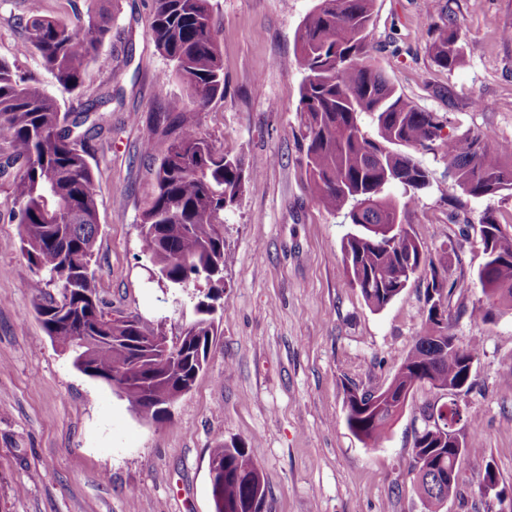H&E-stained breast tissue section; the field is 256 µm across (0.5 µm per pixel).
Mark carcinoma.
<instances>
[{"label": "carcinoma", "mask_w": 512, "mask_h": 512, "mask_svg": "<svg viewBox=\"0 0 512 512\" xmlns=\"http://www.w3.org/2000/svg\"><path fill=\"white\" fill-rule=\"evenodd\" d=\"M374 0H317L299 25L296 52L304 72L297 107L305 142L309 185L318 202L343 216L353 231L342 252L351 284L379 311L409 282L428 280L426 329L418 336L385 387L350 388L346 424L367 448L383 440L395 418L371 404L375 393L389 396L421 384L437 389H470L473 348L448 333L446 307L452 289L425 253L411 225L390 243L375 227L402 224L416 194L430 185L428 171L413 152L431 151L446 161L451 186L464 195L512 202V146L487 131L442 137L443 117L417 107L372 62L369 36ZM27 39L43 66L68 91L85 95L84 77L112 30L104 0H89L86 17L66 22L47 13L45 0H27ZM150 28L171 74L184 82L190 102L175 118L177 134L157 167L153 190L142 212V252L164 288H191L197 318L182 332L183 344L168 345L169 376L157 382L135 374L136 362L151 370L167 342L165 320L147 327L132 315L103 326L91 262L99 229L97 175L89 141L112 131L97 106L112 101V78L90 93L91 100L63 112L56 99L17 74L0 59V179L11 183L8 216L20 224L22 251L41 295L58 288L59 299L36 306L46 335L57 344L73 336H97L85 350H72L74 365L112 383L133 375L127 400L148 395L166 399L180 384H194L207 362L215 336L213 314L224 295V268L232 255L224 248V212L246 185L257 180L240 159L214 149L202 135L199 114L224 96V64L216 39L212 0H152ZM427 48L434 64L451 71L464 60L456 25L442 16L427 23ZM499 210L486 208L479 220L484 261L477 281L486 305L473 308L485 318L501 306L512 310V237L503 235ZM431 412L415 438L416 490L427 512H438L456 486L461 455L480 451L478 436L463 450L448 447L449 432ZM210 458L224 462L221 485H210L214 512L241 508L252 493L255 462L245 442L224 444Z\"/></svg>", "instance_id": "1"}]
</instances>
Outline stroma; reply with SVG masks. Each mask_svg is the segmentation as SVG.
<instances>
[{
    "label": "stroma",
    "instance_id": "stroma-1",
    "mask_svg": "<svg viewBox=\"0 0 512 512\" xmlns=\"http://www.w3.org/2000/svg\"><path fill=\"white\" fill-rule=\"evenodd\" d=\"M224 58V94L200 115L220 151L260 167L224 222L233 260L224 271L220 325L207 364L168 419H142L111 385L77 370L39 322L33 273L20 226L6 217L11 186L0 181V512H213L212 448L244 441L266 481L263 512H427L414 491L413 448L426 406L457 401L460 438L479 434L483 451L458 465L441 512H512V310L488 320L471 310L483 295L476 224L491 198L462 197L449 219L445 162L418 151L431 186L405 220L453 292L448 331L474 346L470 391L422 385L376 448L344 418L345 390L387 385L425 327V279L411 281L383 310L352 287L342 259L348 232L313 196L296 108L302 72L294 36L316 0H213ZM112 38L85 75L99 87L119 75L122 100L103 105L108 143L92 140L98 178L97 291L108 311L165 320L169 341L194 319L187 291L159 287L141 253V213L172 136L160 127L151 157L141 152L147 121L186 104L148 29L151 0H108ZM25 0H0V59L69 110L74 93L41 65L15 24ZM447 15L465 44L462 64L437 68L425 50V16ZM512 0H375V63L418 107L443 116L449 137L491 130L512 142ZM482 104L473 108L471 96ZM498 485L481 487L486 464Z\"/></svg>",
    "mask_w": 512,
    "mask_h": 512
}]
</instances>
